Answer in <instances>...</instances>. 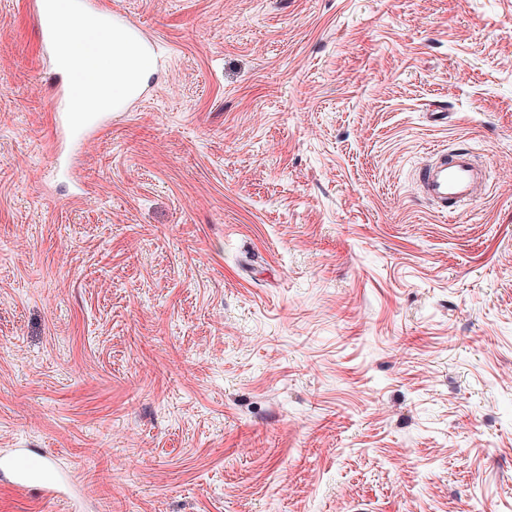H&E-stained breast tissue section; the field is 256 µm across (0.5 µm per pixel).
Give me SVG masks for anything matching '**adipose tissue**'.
I'll use <instances>...</instances> for the list:
<instances>
[{
    "label": "adipose tissue",
    "instance_id": "adipose-tissue-1",
    "mask_svg": "<svg viewBox=\"0 0 512 512\" xmlns=\"http://www.w3.org/2000/svg\"><path fill=\"white\" fill-rule=\"evenodd\" d=\"M62 38L76 49L78 79L96 90L95 99L78 103L76 112H105L128 101L133 89L142 88L151 73V52L144 43L117 47L108 35H98L89 46H81L71 22H63Z\"/></svg>",
    "mask_w": 512,
    "mask_h": 512
}]
</instances>
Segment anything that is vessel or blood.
I'll return each mask as SVG.
<instances>
[{
	"label": "vessel or blood",
	"instance_id": "1",
	"mask_svg": "<svg viewBox=\"0 0 512 512\" xmlns=\"http://www.w3.org/2000/svg\"><path fill=\"white\" fill-rule=\"evenodd\" d=\"M33 12L39 22V34L44 52L52 59L61 53L60 23L71 19L87 27L90 33L117 34L123 42L141 38L139 28L127 24L112 11L108 0H32ZM59 80L54 86L55 132L57 137L66 133L80 119L70 111L73 101L87 95V88L77 82L66 69H59ZM489 180L487 164L477 160L468 149L454 153H437L422 163L418 169V183L426 199L439 207L448 204L467 205L474 201ZM9 465L14 473L12 485L20 491L38 488L45 496H58L56 485L46 481L38 455L23 451L20 457L11 458Z\"/></svg>",
	"mask_w": 512,
	"mask_h": 512
}]
</instances>
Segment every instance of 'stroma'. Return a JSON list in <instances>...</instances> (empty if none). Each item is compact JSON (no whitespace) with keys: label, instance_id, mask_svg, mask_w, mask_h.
<instances>
[{"label":"stroma","instance_id":"1","mask_svg":"<svg viewBox=\"0 0 512 512\" xmlns=\"http://www.w3.org/2000/svg\"><path fill=\"white\" fill-rule=\"evenodd\" d=\"M112 8L151 78L58 168L0 0V449L71 487L0 512H512V0ZM489 180L487 163L477 160L468 149L437 153L418 168V183L426 199L441 208L448 203L468 205Z\"/></svg>","mask_w":512,"mask_h":512}]
</instances>
